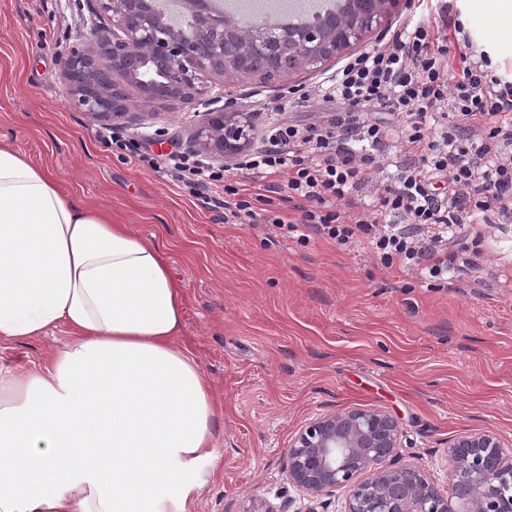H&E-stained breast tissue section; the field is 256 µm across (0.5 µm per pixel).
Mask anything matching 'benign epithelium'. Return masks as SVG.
<instances>
[{"mask_svg":"<svg viewBox=\"0 0 512 512\" xmlns=\"http://www.w3.org/2000/svg\"><path fill=\"white\" fill-rule=\"evenodd\" d=\"M188 25L174 24L157 0H89L88 37L61 59L68 102L98 122L122 125L133 113L125 85L146 101L194 103L202 77L228 84L243 77L279 81L319 71L354 53L387 27L407 0H338L334 19L281 27L279 51H267L270 28L249 31L211 0H177ZM253 113L232 102L203 112L192 133L198 152L224 163L253 143ZM400 427L389 414L350 409L326 414L302 428L288 452L293 483L312 495L348 492L345 512H512V457L489 432L466 435L448 448L451 489L444 494L424 469L387 463Z\"/></svg>","mask_w":512,"mask_h":512,"instance_id":"benign-epithelium-1","label":"benign epithelium"}]
</instances>
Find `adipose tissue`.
<instances>
[{
	"mask_svg": "<svg viewBox=\"0 0 512 512\" xmlns=\"http://www.w3.org/2000/svg\"><path fill=\"white\" fill-rule=\"evenodd\" d=\"M60 324L48 365L0 362V512H192L217 403L163 250L0 143V341Z\"/></svg>",
	"mask_w": 512,
	"mask_h": 512,
	"instance_id": "ef3b65f1",
	"label": "adipose tissue"
}]
</instances>
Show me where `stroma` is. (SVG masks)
<instances>
[{
    "mask_svg": "<svg viewBox=\"0 0 512 512\" xmlns=\"http://www.w3.org/2000/svg\"><path fill=\"white\" fill-rule=\"evenodd\" d=\"M91 25L87 0H0V141L49 169L63 190L154 238L183 299L180 338L223 403L219 457L192 512H343L346 493L312 497L288 475V447L312 420L361 408L400 423L394 465L449 488L448 447L494 432L512 446V223L491 228L483 260L499 276L433 289L367 251L299 246L264 224H238L112 145L111 126L70 105L60 58ZM121 125L152 153L196 148L195 106L144 101L127 87ZM283 91L240 82L232 97L263 129ZM65 327L1 342L11 364L43 363Z\"/></svg>",
    "mask_w": 512,
    "mask_h": 512,
    "instance_id": "35a3bbf8",
    "label": "stroma"
}]
</instances>
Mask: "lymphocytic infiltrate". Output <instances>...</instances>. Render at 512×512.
Masks as SVG:
<instances>
[{"instance_id": "obj_1", "label": "lymphocytic infiltrate", "mask_w": 512, "mask_h": 512, "mask_svg": "<svg viewBox=\"0 0 512 512\" xmlns=\"http://www.w3.org/2000/svg\"><path fill=\"white\" fill-rule=\"evenodd\" d=\"M325 119L306 124L277 105L258 147L234 168L263 185L243 196L223 169L184 155L148 158L197 197L223 186L239 223L263 222L307 245L318 236L360 246L384 268L440 288L478 272L482 224L512 223V80L497 75L448 4L410 0L389 38L349 59L311 94ZM403 155L396 180L376 175L389 143ZM301 199L297 221L262 212L274 177ZM372 201L360 207V193Z\"/></svg>"}]
</instances>
